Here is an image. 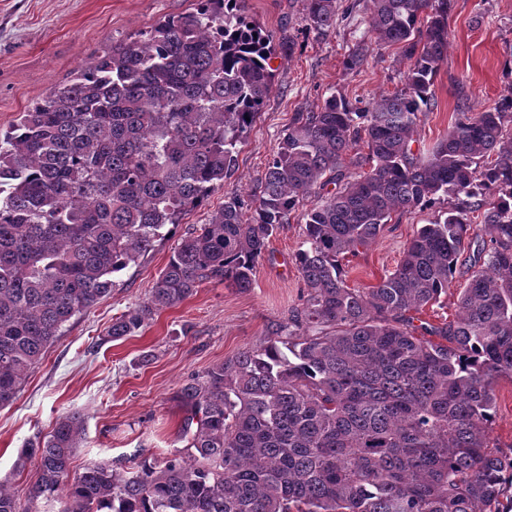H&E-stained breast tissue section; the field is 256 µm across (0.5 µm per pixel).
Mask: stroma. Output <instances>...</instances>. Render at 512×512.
I'll list each match as a JSON object with an SVG mask.
<instances>
[{
  "label": "stroma",
  "mask_w": 512,
  "mask_h": 512,
  "mask_svg": "<svg viewBox=\"0 0 512 512\" xmlns=\"http://www.w3.org/2000/svg\"><path fill=\"white\" fill-rule=\"evenodd\" d=\"M195 0H0V132L55 84L111 44L148 30L165 17L192 11ZM248 19L270 32L275 88L265 108L237 146L236 167L222 188L188 211L180 224L115 276L110 296L66 325L42 363L10 406L0 409V480L23 496L30 471L15 461L25 444L45 436L56 417L78 413L85 435L74 468L92 461L129 469L149 458L162 461L183 445L182 413L174 392L191 374L238 352L265 344L275 324L301 304L303 283L294 254L305 219L295 212L270 238L253 288L203 283L182 303L162 310L136 335L113 341V317L143 302L178 239L236 193L244 202L258 196L266 165L296 113L311 112L331 94L369 103L404 84L409 63L398 46L375 43L367 32L366 0H341L336 26L312 30L301 0H242ZM448 53L434 81V107L419 114L412 150L426 154L444 139L457 113L481 112L512 86V0H455L448 19ZM365 45L360 69L344 57ZM437 208L421 207L393 218L358 256L346 258L350 287L367 289L393 272L407 244ZM153 361L143 366L142 353ZM496 414L490 436L512 450V379L495 380Z\"/></svg>",
  "instance_id": "stroma-1"
}]
</instances>
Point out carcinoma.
Segmentation results:
<instances>
[{"label": "carcinoma", "mask_w": 512, "mask_h": 512, "mask_svg": "<svg viewBox=\"0 0 512 512\" xmlns=\"http://www.w3.org/2000/svg\"><path fill=\"white\" fill-rule=\"evenodd\" d=\"M240 2L197 0L112 44L0 135V408L65 324L233 172L274 88L273 35ZM339 2L302 0L310 27L332 29ZM367 2L368 33L409 62L405 86L363 108L332 95L298 113L250 216L225 194L108 336L135 335L205 282L252 287L270 237L307 202L301 307L265 345L189 377L176 394L184 448L132 471H76L84 422L63 414L16 460L35 461L26 499L0 481V512L57 495L59 512H500L512 458L490 426L493 383L512 377V88L457 113L448 137L415 156L454 0ZM449 200L393 272L349 287L346 256L393 216ZM477 218L489 239L459 317L414 325L448 294Z\"/></svg>", "instance_id": "obj_1"}]
</instances>
